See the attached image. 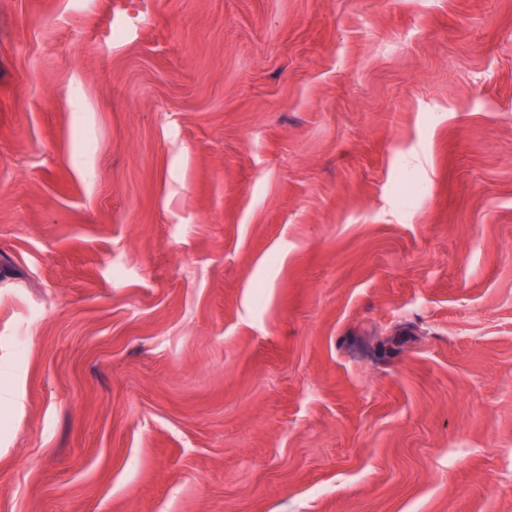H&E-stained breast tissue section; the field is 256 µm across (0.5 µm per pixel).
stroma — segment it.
I'll return each mask as SVG.
<instances>
[{
  "label": "stroma",
  "instance_id": "stroma-1",
  "mask_svg": "<svg viewBox=\"0 0 512 512\" xmlns=\"http://www.w3.org/2000/svg\"><path fill=\"white\" fill-rule=\"evenodd\" d=\"M0 512H512V0H0Z\"/></svg>",
  "mask_w": 512,
  "mask_h": 512
}]
</instances>
